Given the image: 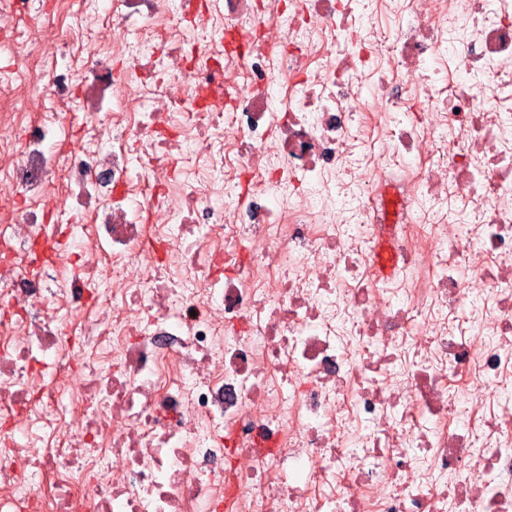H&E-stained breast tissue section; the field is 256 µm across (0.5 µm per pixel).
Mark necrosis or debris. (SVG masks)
I'll return each instance as SVG.
<instances>
[{"label":"necrosis or debris","mask_w":512,"mask_h":512,"mask_svg":"<svg viewBox=\"0 0 512 512\" xmlns=\"http://www.w3.org/2000/svg\"><path fill=\"white\" fill-rule=\"evenodd\" d=\"M0 32V512H512V0ZM373 257L375 272L379 279H393L399 274V255L391 234L379 237L374 247Z\"/></svg>","instance_id":"necrosis-or-debris-1"}]
</instances>
